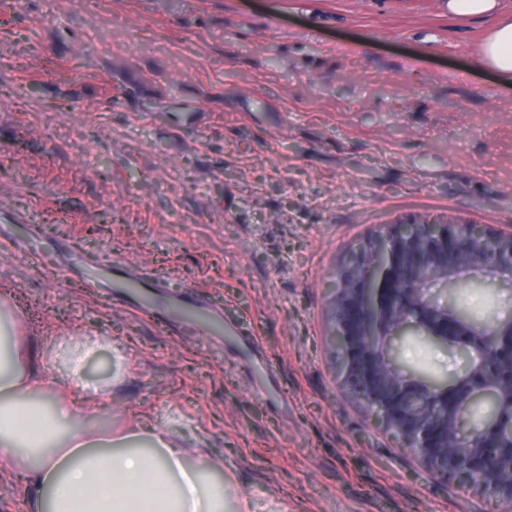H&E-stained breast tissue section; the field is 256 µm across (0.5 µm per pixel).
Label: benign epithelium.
Instances as JSON below:
<instances>
[{
  "instance_id": "benign-epithelium-1",
  "label": "benign epithelium",
  "mask_w": 512,
  "mask_h": 512,
  "mask_svg": "<svg viewBox=\"0 0 512 512\" xmlns=\"http://www.w3.org/2000/svg\"><path fill=\"white\" fill-rule=\"evenodd\" d=\"M512 284V232L474 224H400L347 269L331 302L333 339L352 393L433 472L492 494L512 512V319L479 323L426 293H454L466 273ZM408 336L466 347L474 360L450 385L402 366L394 344ZM487 404L476 424L467 415Z\"/></svg>"
}]
</instances>
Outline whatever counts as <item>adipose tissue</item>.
<instances>
[{
	"label": "adipose tissue",
	"mask_w": 512,
	"mask_h": 512,
	"mask_svg": "<svg viewBox=\"0 0 512 512\" xmlns=\"http://www.w3.org/2000/svg\"><path fill=\"white\" fill-rule=\"evenodd\" d=\"M450 15L486 21L490 29L470 59L512 83V23L495 19L498 0H447ZM19 314L0 294V468L23 475L27 512H224V488L212 479L216 462L185 463L178 438L137 425L101 434L79 427L70 391L100 396L86 376L84 344H55L38 354L21 343ZM44 375L53 400L32 402Z\"/></svg>",
	"instance_id": "ef3b65f1"
}]
</instances>
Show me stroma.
<instances>
[{
    "label": "stroma",
    "instance_id": "stroma-1",
    "mask_svg": "<svg viewBox=\"0 0 512 512\" xmlns=\"http://www.w3.org/2000/svg\"><path fill=\"white\" fill-rule=\"evenodd\" d=\"M488 27L446 0H0V290L37 350L103 340L92 427L142 422L223 458L224 512H502L351 396L330 312L394 225L512 231V86L470 67ZM31 238L46 263L10 247ZM113 256L223 303L273 392L248 354L87 289ZM469 278L458 306L512 318L511 287ZM399 355L468 367L418 340Z\"/></svg>",
    "mask_w": 512,
    "mask_h": 512
}]
</instances>
